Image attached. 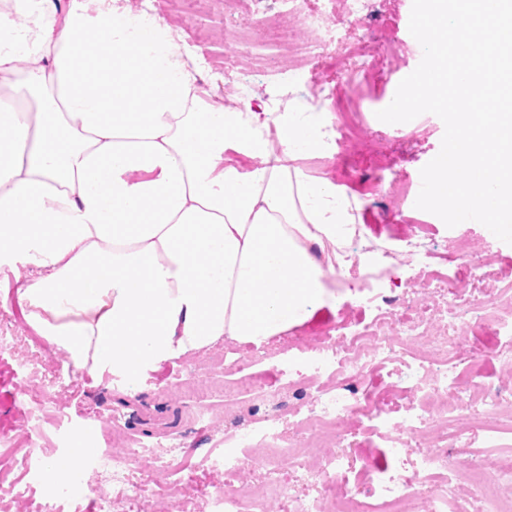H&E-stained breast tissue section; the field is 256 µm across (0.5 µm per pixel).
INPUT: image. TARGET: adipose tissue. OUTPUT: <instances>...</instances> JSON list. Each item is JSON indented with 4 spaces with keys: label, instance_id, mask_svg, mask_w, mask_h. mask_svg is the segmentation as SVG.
Wrapping results in <instances>:
<instances>
[{
    "label": "adipose tissue",
    "instance_id": "adipose-tissue-1",
    "mask_svg": "<svg viewBox=\"0 0 512 512\" xmlns=\"http://www.w3.org/2000/svg\"><path fill=\"white\" fill-rule=\"evenodd\" d=\"M200 72L113 0H0V268L37 269L30 320L89 371L259 345L330 299L349 199L297 164L322 125L274 112L270 142Z\"/></svg>",
    "mask_w": 512,
    "mask_h": 512
}]
</instances>
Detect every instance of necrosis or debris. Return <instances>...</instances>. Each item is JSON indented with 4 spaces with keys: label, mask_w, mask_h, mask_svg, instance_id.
Returning a JSON list of instances; mask_svg holds the SVG:
<instances>
[{
    "label": "necrosis or debris",
    "mask_w": 512,
    "mask_h": 512,
    "mask_svg": "<svg viewBox=\"0 0 512 512\" xmlns=\"http://www.w3.org/2000/svg\"><path fill=\"white\" fill-rule=\"evenodd\" d=\"M242 9L244 19L260 25L269 14L275 13L295 19L310 35L309 42L289 47L290 61L315 63L327 55H334L336 66L328 80L314 82L317 98L332 101L342 114L335 127L336 145L344 146L357 139L358 127L352 116V106L346 93L352 77L371 79L381 76L389 68L393 49L381 35L372 33L369 24L377 0H339L340 8L358 30L360 38L347 44L340 35L331 13L319 8L316 0H234ZM198 87L208 102L224 100V89H237L235 110H244L255 93L252 83L239 70L225 68L224 79L214 82L199 76ZM428 255L426 245L415 238H405L381 249L376 261L357 265L355 281L337 278V288H350L360 294L361 303L374 308L370 328L355 329L342 335L336 343L318 352L306 362L302 384L283 380V390L299 389L307 410V427L300 439L289 438L279 423L281 403L277 396H266L267 413L255 426L239 431L231 440L216 435L206 439V455L213 467L222 468L226 475L238 474L243 466V449L262 448L271 477L257 489H241L233 493L219 492L210 500V512H267L268 501L277 499L283 512H367V504L359 489H351L344 500H337V485L347 483L352 468L349 434L336 430L337 422L355 415L361 408L360 385L368 371L375 366L401 358L413 377L418 397L412 398L405 414L391 420L382 406H374L372 418L384 434L393 457L413 446L438 420H456L467 414L468 427L431 436L426 453L421 454L411 467L385 469L376 472L373 493L383 506V512H448L458 481L471 478L487 488L485 497L474 500L471 512H512V493L501 497L497 489L508 485L512 489V466H502L491 457L481 463L457 465L452 449L468 448L475 442L505 436L512 440V417L500 419L492 427L484 426L482 417L497 415L502 404L512 403V384L504 383L483 392H474L454 368L460 358L452 345L451 336L457 335L464 322L481 323L493 327L505 339L508 353L504 363L512 373V308L502 305L503 292L490 293L480 283H473L468 294H460L451 280H440L434 285L441 300L440 306L429 308L426 315L410 323L395 322L398 308L409 302L407 291H376L378 282L394 278L403 265H418ZM418 336L429 339L424 354L415 355L410 344ZM318 449L317 473L321 483L318 495L298 497L290 487L281 483L276 473L281 459H288L301 480H308L306 453ZM179 453L177 444L168 443L156 448H131L120 460L101 455L94 470V481H106L113 488L125 492L133 487L132 464L149 458L156 466H171Z\"/></svg>",
    "instance_id": "4bbe7bcc"
}]
</instances>
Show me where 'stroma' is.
I'll return each instance as SVG.
<instances>
[{"label": "stroma", "mask_w": 512, "mask_h": 512, "mask_svg": "<svg viewBox=\"0 0 512 512\" xmlns=\"http://www.w3.org/2000/svg\"><path fill=\"white\" fill-rule=\"evenodd\" d=\"M157 6L179 45L204 57L214 71L231 64L250 75L256 85L253 108H266L272 96L287 93L289 88L303 90V82L289 84L287 75L278 71L272 50L277 28L264 25L255 48L238 52L234 49L236 33L224 24V0H197L189 15L177 13L176 0H158ZM411 8L412 0H379L377 4L373 28L386 34L396 54L383 78L350 88L351 97L360 104L363 131L380 127L376 111L388 106L400 81L422 58V48L408 28ZM409 127L402 145L379 144L382 157L378 160L346 147L328 158L300 162L310 176L331 179L358 203V221L368 241L385 244L410 234L428 246L426 265L403 268L391 282L392 287L411 291V309L397 312L402 322L429 305L428 285L437 278L455 280L461 292H468L472 278L464 252L477 242L488 247L489 260L480 271L485 285L512 286V245L488 238L484 225L450 228L438 216L416 208L420 171L438 154L445 127L431 113L410 121ZM32 276L29 267L0 269V319L26 336L41 357L43 371L58 381L38 385L20 352L10 346L0 348V512H128L125 498L117 496L111 485L89 486L66 495L51 480L54 460L68 458L79 437L94 442L93 451L84 459L88 467L105 451L120 457L134 444L180 443L181 454L168 469H156L148 459L135 463V480L143 488L139 512H209L214 491L231 492L242 484L260 483L266 480L267 470L261 451L256 450L247 453L241 479L226 477L203 462L197 440L215 432H232L236 425L261 418L256 407L259 393L275 391L281 371H288L290 380L301 381L306 358L327 348L338 334L369 324L374 317L373 309L361 307L357 293L335 294L306 321L258 347L265 356L248 369V388L221 394L210 383L222 373L224 362L251 355L257 347L226 339L145 369L133 378L92 373L72 366L68 354L30 321V308L20 290ZM457 342L461 353L479 360L475 366L461 365V376L480 387L496 385L504 374L500 337L472 323ZM363 389L368 399L381 402L395 418L404 414L407 402L417 393L399 360L374 369ZM207 406L212 409L210 418L198 419V410ZM346 427L355 438L349 483L368 485L377 469L390 465L388 445L374 432L367 414H357Z\"/></svg>", "instance_id": "1"}]
</instances>
